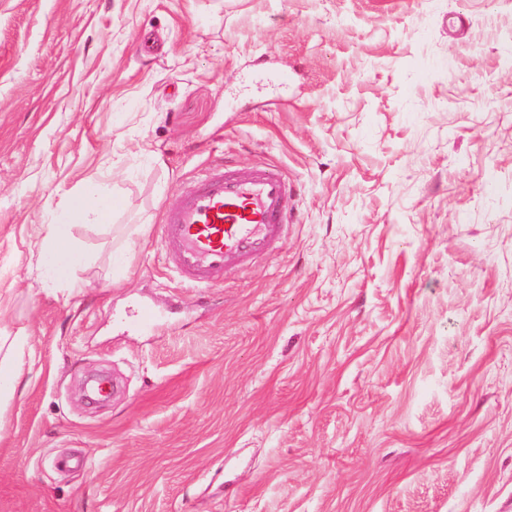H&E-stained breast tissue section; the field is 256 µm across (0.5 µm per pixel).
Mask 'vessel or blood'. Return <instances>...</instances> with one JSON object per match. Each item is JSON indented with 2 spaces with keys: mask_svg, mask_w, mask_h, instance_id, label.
<instances>
[{
  "mask_svg": "<svg viewBox=\"0 0 512 512\" xmlns=\"http://www.w3.org/2000/svg\"><path fill=\"white\" fill-rule=\"evenodd\" d=\"M289 192L264 166L216 170L184 187L161 226L162 246L179 278L209 288L269 251L285 231Z\"/></svg>",
  "mask_w": 512,
  "mask_h": 512,
  "instance_id": "vessel-or-blood-1",
  "label": "vessel or blood"
}]
</instances>
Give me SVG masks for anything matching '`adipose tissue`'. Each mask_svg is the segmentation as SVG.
Here are the masks:
<instances>
[{"mask_svg":"<svg viewBox=\"0 0 512 512\" xmlns=\"http://www.w3.org/2000/svg\"><path fill=\"white\" fill-rule=\"evenodd\" d=\"M111 214V200L83 194L68 198L60 223L44 227L41 247L50 279L62 287L72 286L73 272L85 259L71 234L72 222L90 220L103 223L109 220Z\"/></svg>","mask_w":512,"mask_h":512,"instance_id":"adipose-tissue-1","label":"adipose tissue"}]
</instances>
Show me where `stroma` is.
Wrapping results in <instances>:
<instances>
[{
	"mask_svg": "<svg viewBox=\"0 0 512 512\" xmlns=\"http://www.w3.org/2000/svg\"><path fill=\"white\" fill-rule=\"evenodd\" d=\"M221 160L293 221L201 290L160 224ZM75 192L117 205L65 288ZM17 336L0 512H512V0H0ZM112 214V198L71 195L59 224H45L41 242L48 277L62 287H73V272L85 256L71 234L72 221L105 223Z\"/></svg>",
	"mask_w": 512,
	"mask_h": 512,
	"instance_id": "stroma-1",
	"label": "stroma"
}]
</instances>
